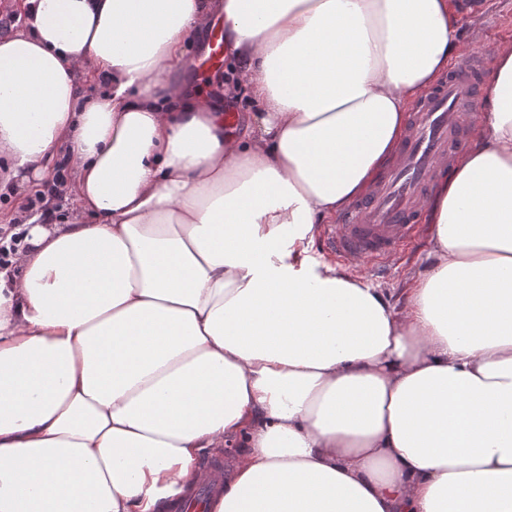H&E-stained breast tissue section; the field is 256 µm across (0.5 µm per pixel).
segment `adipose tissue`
<instances>
[{"instance_id": "1", "label": "adipose tissue", "mask_w": 512, "mask_h": 512, "mask_svg": "<svg viewBox=\"0 0 512 512\" xmlns=\"http://www.w3.org/2000/svg\"><path fill=\"white\" fill-rule=\"evenodd\" d=\"M0 182L70 157L0 266V512H512V43L398 298L314 256L448 70L453 0H22ZM224 20L228 131L179 79ZM99 80L104 93L86 94ZM242 447L239 442H234L228 448L230 450H224L219 453L222 457H224V461L220 458H212L205 457L211 455L209 452H205L200 460V465L202 463L203 472L206 474V479L203 481L191 485L187 489H185L178 497H176L169 509L170 512H193L190 507L196 501H201L210 498L211 494L216 490V481L218 478L222 477L224 473V462H232V456L235 452L234 448Z\"/></svg>"}]
</instances>
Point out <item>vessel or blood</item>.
<instances>
[{
    "label": "vessel or blood",
    "mask_w": 512,
    "mask_h": 512,
    "mask_svg": "<svg viewBox=\"0 0 512 512\" xmlns=\"http://www.w3.org/2000/svg\"><path fill=\"white\" fill-rule=\"evenodd\" d=\"M223 63L224 26L218 23L211 30L210 51L199 59L197 70L206 73ZM485 65L483 53H471L419 98L407 134L381 177L336 223L326 225L323 242L327 250L382 272L393 256L415 242L423 201L433 192L438 177L451 169L471 131L483 119L476 105L483 92ZM202 468L205 479L176 497L171 512H191L194 502L210 498L215 491L224 472L223 460L206 458Z\"/></svg>",
    "instance_id": "obj_1"
}]
</instances>
